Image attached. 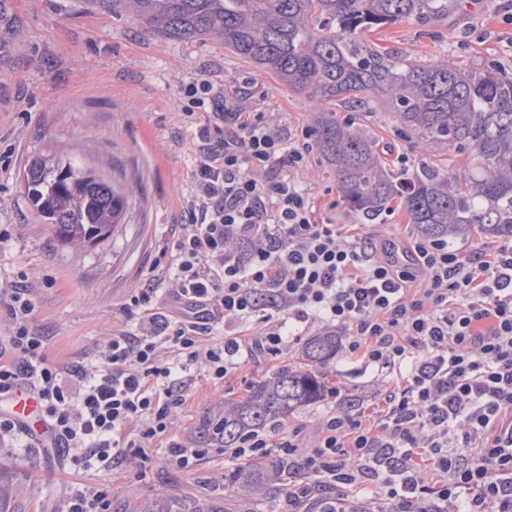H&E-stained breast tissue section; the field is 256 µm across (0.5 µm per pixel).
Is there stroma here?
<instances>
[{
    "label": "stroma",
    "mask_w": 512,
    "mask_h": 512,
    "mask_svg": "<svg viewBox=\"0 0 512 512\" xmlns=\"http://www.w3.org/2000/svg\"><path fill=\"white\" fill-rule=\"evenodd\" d=\"M21 29L11 54L0 59V288L25 280L35 295L29 324L45 336L49 363L76 366L95 359L113 331L135 330L122 306L144 288L150 267L181 223L197 155L193 128L181 114L185 85L206 78L234 89L251 79L269 121L285 128L314 126L325 104L288 89L272 73L244 62L216 41L183 42L151 33L131 16L94 9L90 0H6ZM363 43L415 63L483 69L494 64L512 73V0H460L447 19L433 25L404 21L360 35ZM355 130L374 141L381 160L399 169L429 156L419 144L399 139L383 108L356 113ZM78 156L125 188L129 205L110 239L93 248L59 245L23 193L21 177L36 156ZM432 157V156H429ZM440 167L464 171L468 154L448 148L432 157ZM300 180L311 186L326 222L346 230L364 224L374 238L416 239L401 199L373 221L344 203L330 165L312 154ZM293 338L279 360L247 362L221 386L197 373L190 396L177 409L173 437L195 441L204 417L247 398L252 384L279 369L303 367L301 351L314 331L289 322ZM323 399L286 418L314 433L329 412L367 407L386 389L374 370L355 372L342 359L316 368ZM26 434L0 442V512H63L69 496L101 485L110 490V512H136L157 495L226 504L231 512H274L267 493L235 496L224 476L237 465L229 449L208 445L192 470L169 464L165 448L150 458L113 468H78L63 455L32 453Z\"/></svg>",
    "instance_id": "stroma-1"
}]
</instances>
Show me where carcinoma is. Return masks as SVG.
<instances>
[{"instance_id":"1","label":"carcinoma","mask_w":512,"mask_h":512,"mask_svg":"<svg viewBox=\"0 0 512 512\" xmlns=\"http://www.w3.org/2000/svg\"><path fill=\"white\" fill-rule=\"evenodd\" d=\"M112 14H132L172 40L215 39L268 70L289 88L344 110L379 101L397 122L400 138L442 149L472 152L462 173L421 160L393 172L374 144L326 112L314 128V145L332 166L348 207L378 217L403 197L411 223L424 238L478 233L512 238V77L495 67L466 70L409 62L358 40L364 30L418 19L448 18L452 0H92ZM19 37V26L0 0V57ZM25 195L62 246L103 243L120 223L128 197L113 181L71 158H34L24 168ZM336 336L318 334L303 358L325 365L336 358ZM324 386L309 369L285 367L254 384L247 398L203 422V436L236 448L251 432L273 426L319 400ZM288 459L268 456L224 476L236 493L273 488L288 476ZM145 512H204L185 503L173 508L156 496Z\"/></svg>"}]
</instances>
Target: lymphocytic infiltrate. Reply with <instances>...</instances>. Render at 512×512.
<instances>
[{
    "label": "lymphocytic infiltrate",
    "mask_w": 512,
    "mask_h": 512,
    "mask_svg": "<svg viewBox=\"0 0 512 512\" xmlns=\"http://www.w3.org/2000/svg\"><path fill=\"white\" fill-rule=\"evenodd\" d=\"M184 95L187 116L207 114L195 130L201 161L166 265L123 306L138 331H116L89 363L52 365L28 324L32 289H13L0 300L12 321L0 401L35 393L72 463L143 460L163 438L168 461L189 469L203 451L170 431L191 369L220 385L242 363L275 360L294 319L344 331L347 363L393 384L375 413L327 415L311 451L301 427L283 424L233 449L298 460L289 512L309 502L358 512L371 481L396 512H512V241L463 259L441 239L342 234L319 222L297 177L309 128L272 126L249 85L228 93L199 79ZM253 320L260 332L243 333ZM219 326L224 339L211 343Z\"/></svg>",
    "instance_id": "f902f5d3"
}]
</instances>
